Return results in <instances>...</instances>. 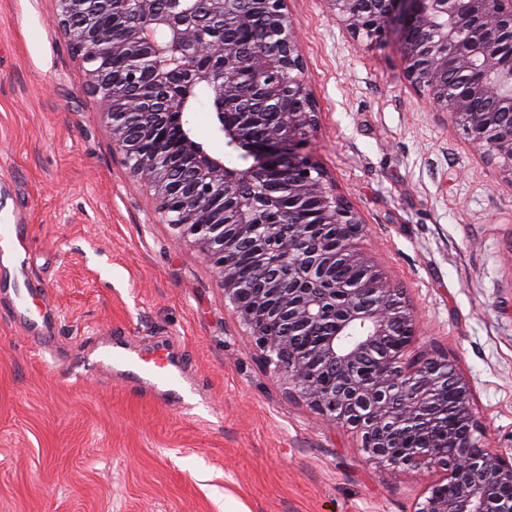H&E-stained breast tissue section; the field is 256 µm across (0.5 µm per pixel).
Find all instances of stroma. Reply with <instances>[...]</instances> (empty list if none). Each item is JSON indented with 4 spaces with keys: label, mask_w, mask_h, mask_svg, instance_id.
Returning <instances> with one entry per match:
<instances>
[{
    "label": "stroma",
    "mask_w": 512,
    "mask_h": 512,
    "mask_svg": "<svg viewBox=\"0 0 512 512\" xmlns=\"http://www.w3.org/2000/svg\"><path fill=\"white\" fill-rule=\"evenodd\" d=\"M285 11L320 112L308 153L402 288L415 351L448 354L512 449V184L429 110L395 46L354 44L327 0ZM54 13L0 0V512H414L438 472L392 476L286 393L211 266L130 184ZM187 118L224 155L207 97ZM110 338L168 349L182 401L87 378Z\"/></svg>",
    "instance_id": "35a3bbf8"
}]
</instances>
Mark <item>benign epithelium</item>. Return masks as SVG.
<instances>
[{
  "label": "benign epithelium",
  "mask_w": 512,
  "mask_h": 512,
  "mask_svg": "<svg viewBox=\"0 0 512 512\" xmlns=\"http://www.w3.org/2000/svg\"><path fill=\"white\" fill-rule=\"evenodd\" d=\"M114 2L56 0L86 90L131 180L211 263L288 393L353 431L392 475L444 472L416 512H512V455L484 442L470 381L445 353L408 356L415 326L401 291L360 250L362 221L306 152L319 112L284 0ZM327 2L353 41L397 43L407 80L512 180V0ZM256 25L273 50L244 55ZM113 87L132 94L105 93ZM199 88L242 164L194 139L185 114ZM245 248L260 288L239 275ZM450 391L452 434L435 414ZM416 431L421 444L401 440Z\"/></svg>",
  "instance_id": "benign-epithelium-1"
}]
</instances>
